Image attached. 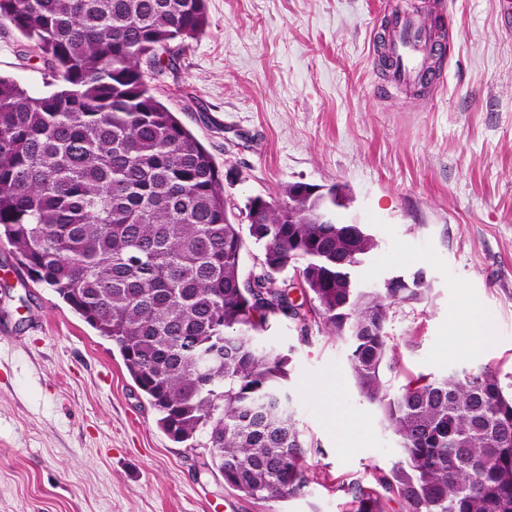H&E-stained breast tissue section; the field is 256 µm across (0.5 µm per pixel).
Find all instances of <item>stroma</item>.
Here are the masks:
<instances>
[{
    "label": "stroma",
    "mask_w": 512,
    "mask_h": 512,
    "mask_svg": "<svg viewBox=\"0 0 512 512\" xmlns=\"http://www.w3.org/2000/svg\"><path fill=\"white\" fill-rule=\"evenodd\" d=\"M418 7L442 26L444 79L387 81L374 35ZM209 26L164 65L153 94L212 153L236 207L302 182L348 193L341 224L378 242L360 277L425 272L428 301L394 307L396 383L487 365L512 375V29L498 0H206ZM0 75L31 94L51 76L0 25ZM495 336L477 343L473 310ZM258 342L288 351L309 484L252 499L171 440L119 352L0 243V512H343L398 440L354 385L345 344L315 320L279 319Z\"/></svg>",
    "instance_id": "1"
}]
</instances>
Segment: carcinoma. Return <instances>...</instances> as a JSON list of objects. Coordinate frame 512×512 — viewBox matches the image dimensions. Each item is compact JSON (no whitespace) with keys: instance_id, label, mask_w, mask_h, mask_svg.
I'll use <instances>...</instances> for the list:
<instances>
[{"instance_id":"1","label":"carcinoma","mask_w":512,"mask_h":512,"mask_svg":"<svg viewBox=\"0 0 512 512\" xmlns=\"http://www.w3.org/2000/svg\"><path fill=\"white\" fill-rule=\"evenodd\" d=\"M4 22L55 88L32 95L0 76V242L112 342L173 441L205 437V466L246 497L302 495L290 358L254 338L312 315L348 345L359 395L398 438L375 481L401 512H512V376L483 367L393 387L390 311L427 300L429 284L416 271L361 287L377 248L363 224H309L275 200L240 224L212 154L151 93L141 63L204 35L205 0H0ZM290 266L300 303L280 279ZM345 491V512H386L379 491Z\"/></svg>"}]
</instances>
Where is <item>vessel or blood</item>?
Listing matches in <instances>:
<instances>
[{
    "label": "vessel or blood",
    "mask_w": 512,
    "mask_h": 512,
    "mask_svg": "<svg viewBox=\"0 0 512 512\" xmlns=\"http://www.w3.org/2000/svg\"><path fill=\"white\" fill-rule=\"evenodd\" d=\"M445 49L444 41L431 30L421 28L411 16L389 15L384 52L390 63L387 76L393 84L410 87L428 82L430 54Z\"/></svg>",
    "instance_id": "vessel-or-blood-1"
}]
</instances>
